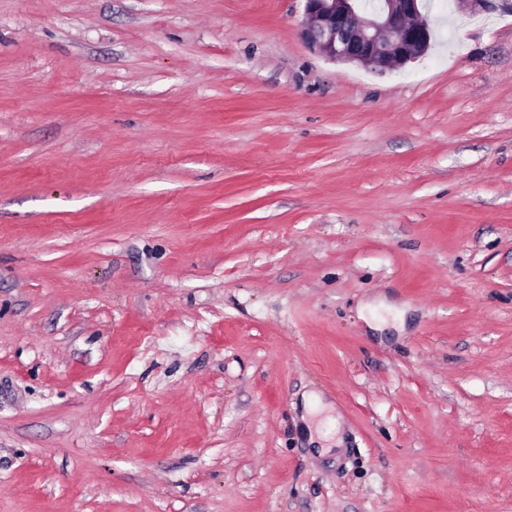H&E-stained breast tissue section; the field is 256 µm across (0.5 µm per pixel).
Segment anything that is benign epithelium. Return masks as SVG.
Segmentation results:
<instances>
[{
	"mask_svg": "<svg viewBox=\"0 0 512 512\" xmlns=\"http://www.w3.org/2000/svg\"><path fill=\"white\" fill-rule=\"evenodd\" d=\"M301 34L308 47L328 60L357 63L380 73L398 71L423 57L431 33L423 0H304ZM472 14L512 0H456Z\"/></svg>",
	"mask_w": 512,
	"mask_h": 512,
	"instance_id": "1",
	"label": "benign epithelium"
}]
</instances>
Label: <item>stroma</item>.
Returning <instances> with one entry per match:
<instances>
[{"instance_id":"35a3bbf8","label":"stroma","mask_w":512,"mask_h":512,"mask_svg":"<svg viewBox=\"0 0 512 512\" xmlns=\"http://www.w3.org/2000/svg\"><path fill=\"white\" fill-rule=\"evenodd\" d=\"M303 10L0 0V512H512V11ZM304 2L302 37L329 61L393 72L423 57L430 46L423 0Z\"/></svg>"}]
</instances>
